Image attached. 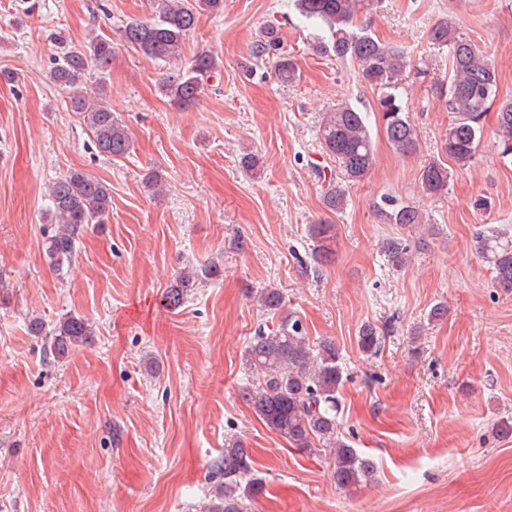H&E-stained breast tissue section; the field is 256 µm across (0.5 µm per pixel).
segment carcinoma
Wrapping results in <instances>:
<instances>
[{
  "instance_id": "carcinoma-1",
  "label": "carcinoma",
  "mask_w": 512,
  "mask_h": 512,
  "mask_svg": "<svg viewBox=\"0 0 512 512\" xmlns=\"http://www.w3.org/2000/svg\"><path fill=\"white\" fill-rule=\"evenodd\" d=\"M377 4L378 0H294L301 17L328 32L327 39L318 41L316 50L357 63L361 78L376 92L385 138L397 152L410 155L418 151L420 142L407 115L404 85L411 72L419 73L422 68L360 23L361 15ZM223 9L224 0H153L150 17L122 25L121 42L148 58L168 63L180 58L183 40L196 27L202 12L218 13ZM50 38L57 46V55L48 79L67 92V109L83 121L97 153L113 161L125 158L133 149L132 139L103 96L112 70V39L96 36L75 44L62 31L51 33ZM428 38L448 48L451 59L444 93L446 108L452 114L444 134L445 154L459 166H468L481 142L482 117L495 105L500 154L512 155V99L497 100V72L488 53L461 33L455 21L446 18L430 28ZM255 56L276 58L281 82L292 83L296 79L298 67L285 54L276 26L264 29ZM218 69L216 57L206 51L198 53L184 68L163 71L159 92L177 107L190 106L198 101ZM320 140L325 155L338 166L336 178L329 181L322 196L326 210L336 213L347 201L346 186L363 182L376 164L364 112L348 102L336 105L324 113ZM419 185L427 196L440 195L448 189V171L432 161L421 169ZM47 198L44 253L52 270L61 271L72 261L85 226L105 222L112 209V190L105 181L71 169L49 185ZM377 213L389 224L415 227L427 223L418 208L399 204L389 196L383 197ZM431 234L430 228L413 243L401 237L387 238L382 242V251L395 267L401 268L412 252L429 245ZM308 235L313 241L314 261L327 260L336 243V225L311 224ZM477 251L491 266L495 287L512 293V235L494 229L481 232ZM218 273L214 265L183 271L164 291L166 305L179 307L198 281ZM256 301L262 309L274 313L282 306V294L277 288H264ZM92 334L88 320L66 316L49 333L50 351L56 359L63 360L72 347ZM383 343L384 333L379 327L361 325L357 344L362 353L376 355ZM243 360L256 382L244 388L242 396L269 428L298 449H330L339 487H357L372 480L373 459L339 437L337 412L344 377L335 342L323 339L313 346L299 321L288 319L275 330L258 331L245 347ZM216 467L224 476V485L213 495L207 512H246V501L262 490L258 478L243 482V476L250 471L248 450L241 444L224 449V457L216 461Z\"/></svg>"
}]
</instances>
